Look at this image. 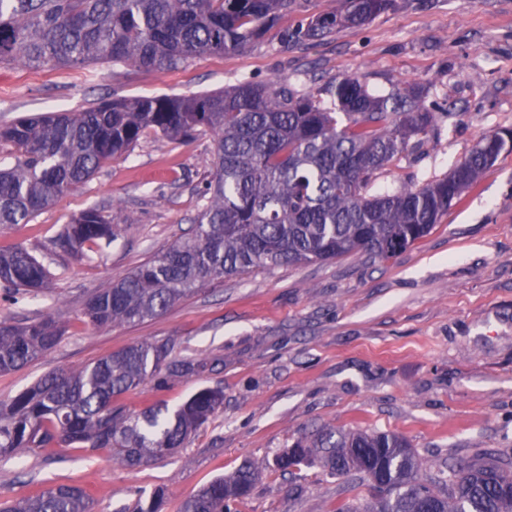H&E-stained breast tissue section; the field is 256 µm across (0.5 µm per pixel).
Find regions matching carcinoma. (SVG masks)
I'll return each instance as SVG.
<instances>
[{
  "mask_svg": "<svg viewBox=\"0 0 512 512\" xmlns=\"http://www.w3.org/2000/svg\"><path fill=\"white\" fill-rule=\"evenodd\" d=\"M393 0H344L280 32L287 47L364 25ZM295 0H0V65L81 67L91 62L176 68L204 54L238 51L292 12ZM451 113L408 85L374 95L357 75L300 93L244 81L195 95L113 98L83 112H45L0 125V225L28 224L61 203L68 189L107 160L155 135L212 138V171L199 195L192 234L96 290L82 315L94 327L138 324L224 277L256 268L298 266L347 255L394 258L448 215L462 193L512 151V130L483 136L441 179L373 193L378 175L422 145ZM121 233L112 211L91 207L51 240L50 253L97 254ZM46 255L0 249V290L14 301L49 286ZM63 335L47 315L0 321V374L49 353ZM169 343L124 348L77 370H59L0 404V456L25 450L107 449L137 469L172 453L224 406L216 385L176 410L157 403L133 415L114 404L146 382L165 389L176 376L206 369L171 357ZM319 460L327 475L357 474L372 500L331 512H512V462H468L448 470L451 496L417 478L406 441L391 432L320 428L274 460L293 474ZM259 469L245 463L180 503L178 512H237ZM163 494L138 497L128 512H161ZM89 494L62 484L16 500L0 512H93Z\"/></svg>",
  "mask_w": 512,
  "mask_h": 512,
  "instance_id": "1",
  "label": "carcinoma"
}]
</instances>
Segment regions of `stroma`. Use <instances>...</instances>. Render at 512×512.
Masks as SVG:
<instances>
[{
	"label": "stroma",
	"instance_id": "35a3bbf8",
	"mask_svg": "<svg viewBox=\"0 0 512 512\" xmlns=\"http://www.w3.org/2000/svg\"><path fill=\"white\" fill-rule=\"evenodd\" d=\"M370 92L428 87L449 118L434 139L403 156L373 187L381 193L442 177L483 135L512 128V0H394L360 27L289 48L270 29L245 49L203 55L156 70L0 66V123L48 111L80 112L104 99L190 95L242 81L313 92L348 75ZM212 142L151 136L106 161L31 223L0 226V248L42 249L89 207L126 225L93 259L57 255L49 291L12 301L0 320L52 315L64 327L56 347L0 375L9 402L44 375L78 369L124 347L173 340V357L207 363L192 378L123 395L126 411L155 402L174 408L197 389L222 386L224 408L183 448L137 470L109 452L52 448L0 458V498L76 484L97 512H123L136 495L162 491L163 512L242 462L261 476L238 512H331L361 505L366 487L326 475L276 470V454L321 427L389 431L416 455L417 476L438 492L441 471L488 451L512 457V152L463 192L441 224L395 258L345 256L325 263L227 277L135 325L95 328L80 320L89 296L152 254L191 234Z\"/></svg>",
	"mask_w": 512,
	"mask_h": 512
}]
</instances>
